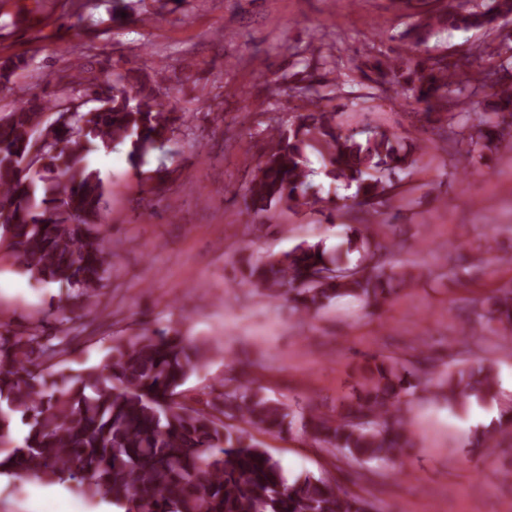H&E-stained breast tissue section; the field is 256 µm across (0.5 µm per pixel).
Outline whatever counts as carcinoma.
I'll return each mask as SVG.
<instances>
[{"label": "carcinoma", "instance_id": "obj_1", "mask_svg": "<svg viewBox=\"0 0 512 512\" xmlns=\"http://www.w3.org/2000/svg\"><path fill=\"white\" fill-rule=\"evenodd\" d=\"M512 24V0H465L454 11L419 13L407 37L448 30L497 32ZM23 59L0 65V90ZM335 67L320 56L304 69ZM475 71L472 86L493 89L487 112L443 117L460 94L457 77ZM373 82L403 100L437 101L438 112H416L433 143L465 138L472 151H512V44L504 37L475 58L453 63L414 53L375 60ZM298 73L272 74V95L288 93L287 118L264 129L266 148L242 186L243 212L254 224L277 207L309 209L331 220L343 211L357 223L346 252L352 266L321 241L304 240L266 260L247 262L241 283L268 296H286L292 311L307 318L342 298L369 307L394 292L386 258L394 240H380L373 219L398 217L405 206L400 173L413 167L429 145L405 143L376 130L366 137L342 129L332 98L308 86L288 84ZM112 94L92 108L101 79ZM59 89L24 94L0 113V259L17 262L39 284L73 289L95 303L112 270V248L102 224L107 191L90 155L126 144L137 167L157 145L185 124V112L169 101L163 77L137 66L106 62L99 70L72 62L57 77ZM298 103H293V100ZM318 153L322 172L354 192L324 197L310 176L308 151ZM36 153L39 167L22 172L19 159ZM474 330L512 341V286L474 312ZM68 316L44 310L38 324L15 331L0 321V475L25 476L45 484L76 482L88 502L106 501L121 512H373L364 498L324 475L304 472L288 481L283 467L253 432H301L313 444L359 463L387 464L415 445L403 411L421 381H435L432 398L453 407L472 398L493 399L499 379L489 365L466 360L440 369L425 350L410 364L373 359L358 393L329 415L309 405L295 411L258 389L225 383L211 400H186L182 386L208 360L206 339L175 330L115 336L103 359L66 375ZM25 427L22 436L18 428Z\"/></svg>", "mask_w": 512, "mask_h": 512}]
</instances>
